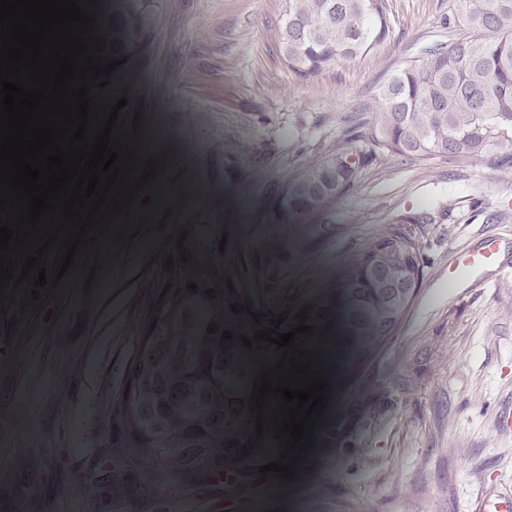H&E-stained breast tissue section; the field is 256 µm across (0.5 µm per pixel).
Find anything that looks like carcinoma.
Returning a JSON list of instances; mask_svg holds the SVG:
<instances>
[{"label":"carcinoma","mask_w":512,"mask_h":512,"mask_svg":"<svg viewBox=\"0 0 512 512\" xmlns=\"http://www.w3.org/2000/svg\"><path fill=\"white\" fill-rule=\"evenodd\" d=\"M273 27L276 49L288 69L301 78L331 70L342 62L365 57L387 37L390 19L386 0H281ZM448 24L463 34L448 44H435L423 56L392 75L381 87L373 119L349 126L320 161L298 172L282 188L292 212H310L334 202L356 181L367 159L377 154L418 161L444 157L470 163L483 160L512 169V0H456ZM362 141L366 152L353 148ZM434 215L401 218V225L371 237L360 255L345 259L350 279L359 276L364 257L375 248L393 273L408 264L422 277L420 242L407 236L410 224H433ZM357 310L368 336L383 335L403 315L402 306L360 301ZM191 332L197 326L218 328L208 310L181 313ZM208 372L176 380L161 342L152 350L151 365L138 376L137 417L146 426L169 415L178 405L184 424L199 444L224 447L226 393L246 361L210 358Z\"/></svg>","instance_id":"1"}]
</instances>
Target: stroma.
I'll use <instances>...</instances> for the list:
<instances>
[{
    "label": "stroma",
    "mask_w": 512,
    "mask_h": 512,
    "mask_svg": "<svg viewBox=\"0 0 512 512\" xmlns=\"http://www.w3.org/2000/svg\"><path fill=\"white\" fill-rule=\"evenodd\" d=\"M280 0H117L113 24L98 23L103 50L120 62L102 88L105 107H119L118 136L140 162H155L161 185L153 206L170 211L160 248L142 258L143 286L123 307L107 309L86 289L88 318L106 319L129 366L108 400L87 399L74 384L98 366L73 361V334L61 314L68 282L38 290L19 319L53 338L44 367L11 416L23 431L0 445V512H14L12 458L38 454L44 474L26 491L51 501V512H88L106 483L139 466L140 449L124 434L111 441L85 436L106 407L122 410L158 338L185 359L191 347L179 320L189 305L210 306L231 332L225 353L274 366L282 351L244 339L270 328L253 310L283 315L280 332L306 313L312 333L298 334L324 367L329 393L298 453L289 512H472L482 493L512 488V428L499 424L512 406V171L484 162L437 158L420 163L379 156L323 212L297 215L281 189L290 175L336 144L347 119L376 105L382 83L424 47L454 35L453 0H386L391 29L370 55L303 79L288 70L269 29ZM433 213L421 232L423 280L400 327L374 345L355 311L341 256L401 217ZM205 221L227 235L224 270L214 253L198 254L186 226ZM500 236L495 264L453 273L460 250ZM197 289L185 296L183 281ZM223 303H209L208 290ZM72 382L58 383L59 369ZM224 410L225 457L236 434L252 435L254 402L234 385ZM180 497L222 495L224 512H264L239 480L203 486L192 474L174 484Z\"/></svg>",
    "instance_id": "stroma-1"
}]
</instances>
